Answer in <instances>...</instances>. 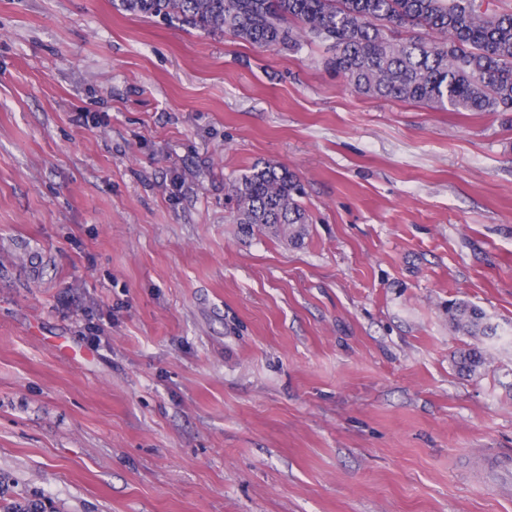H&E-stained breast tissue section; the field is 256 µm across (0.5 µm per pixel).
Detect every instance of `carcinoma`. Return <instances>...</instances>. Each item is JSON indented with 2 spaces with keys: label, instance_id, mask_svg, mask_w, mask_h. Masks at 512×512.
<instances>
[{
  "label": "carcinoma",
  "instance_id": "cac0c4a2",
  "mask_svg": "<svg viewBox=\"0 0 512 512\" xmlns=\"http://www.w3.org/2000/svg\"><path fill=\"white\" fill-rule=\"evenodd\" d=\"M113 6L168 24L221 32L266 50L318 44L327 67L373 98L454 112H512V12H488L476 0H113ZM425 29L431 38L398 36ZM232 221L247 233L270 229L297 243L310 215L298 178L275 163L232 183ZM448 322L470 337L496 334L479 306L448 303ZM475 375L487 366L473 346L454 357Z\"/></svg>",
  "mask_w": 512,
  "mask_h": 512
}]
</instances>
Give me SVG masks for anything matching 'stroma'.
<instances>
[{
    "label": "stroma",
    "instance_id": "stroma-1",
    "mask_svg": "<svg viewBox=\"0 0 512 512\" xmlns=\"http://www.w3.org/2000/svg\"><path fill=\"white\" fill-rule=\"evenodd\" d=\"M322 56L0 0V512H512V336L448 323L512 325V124ZM267 162L300 244L231 222ZM448 322L455 332L463 336L487 337L496 335L497 331V325L490 322L481 307L464 300L448 303ZM454 362L460 373L469 376L480 373L488 363L485 353L477 346L459 351Z\"/></svg>",
    "mask_w": 512,
    "mask_h": 512
}]
</instances>
